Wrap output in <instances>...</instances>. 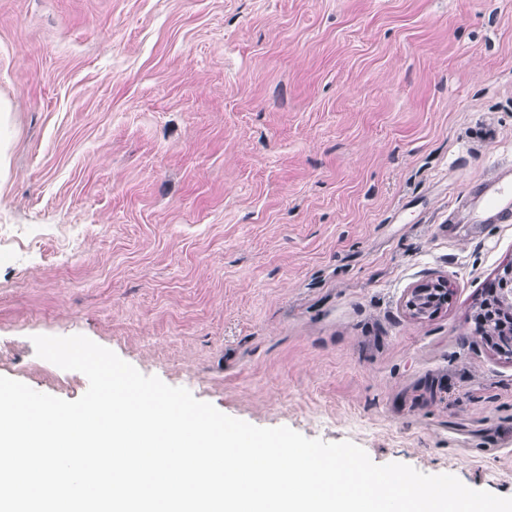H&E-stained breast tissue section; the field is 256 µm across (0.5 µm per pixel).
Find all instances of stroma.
<instances>
[{"mask_svg":"<svg viewBox=\"0 0 512 512\" xmlns=\"http://www.w3.org/2000/svg\"><path fill=\"white\" fill-rule=\"evenodd\" d=\"M0 376L81 334L259 427L512 497L472 317L512 223V0H0ZM447 278L438 314L407 307ZM474 188V197L485 210L491 213L488 216L485 213L474 214L475 222L481 223L488 220L500 224L512 222V174L508 177L499 172L476 184ZM434 288H436L437 291L443 293V297L441 298L440 303L434 312L436 313V311L442 309L445 305L448 304V301L450 300L451 295H452V288H451L450 284L448 283L447 279L437 278L430 282L419 284L415 288L411 289L410 297L408 300V306H409L410 310L413 312L414 316L420 317V316H425V315L429 314V311H428L429 307L422 310L418 306V304L421 301H423V298L426 297Z\"/></svg>","mask_w":512,"mask_h":512,"instance_id":"35a3bbf8","label":"stroma"}]
</instances>
